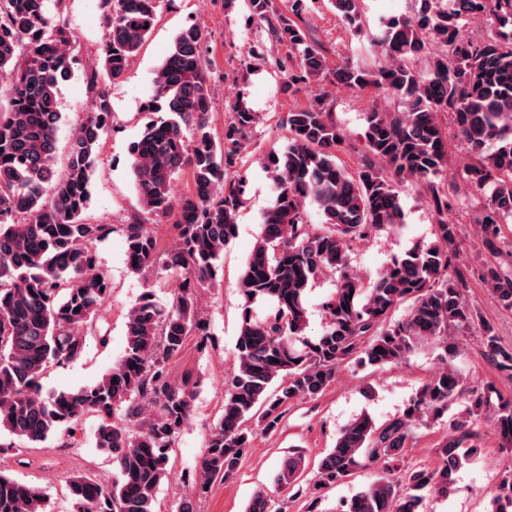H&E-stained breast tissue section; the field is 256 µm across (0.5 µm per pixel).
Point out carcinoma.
<instances>
[{"mask_svg": "<svg viewBox=\"0 0 512 512\" xmlns=\"http://www.w3.org/2000/svg\"><path fill=\"white\" fill-rule=\"evenodd\" d=\"M49 2L0 0V81L8 86L7 104L0 107V433L36 448L56 434L74 437L83 417L97 414L95 446L112 452L118 475L110 484L90 473L71 476L66 489L72 512H157L158 486L171 476L169 450L191 411L190 381L172 385L166 364L187 337L208 335L197 292L222 276L224 248L237 236L246 187L241 175L225 179L224 168L235 164L259 115L235 100L224 138L216 140L208 120L213 90L204 33L195 24L182 29L145 105L167 118L146 124L131 146L130 168L149 212L171 209L172 180L185 168L192 171L194 191L180 203L172 249H160L137 219L122 225L130 269L172 271L181 285L165 304L148 290L131 307L124 353L99 381L43 396L42 378L83 354L112 295L95 253L112 225L84 218L97 150L112 129L109 86L90 71L96 110L75 129L66 171L57 176L59 86L70 69L75 35L51 20ZM100 2L102 69L115 81L149 36L160 0ZM248 2L270 40L288 44L295 59V71L279 63L288 71L284 93L292 96L297 84L320 79L350 90L372 86L395 107L375 105L366 113L365 148L354 173L337 162L344 138L332 120L330 91L282 117L288 139L265 156L274 196L239 279L237 369L196 471L202 491L235 475L254 434L250 422L273 429L283 406L320 395L343 363L393 364L422 339L446 351L448 335L475 321L463 295L465 275L453 267L443 115H453L465 151L460 177L484 197L477 223L490 252L501 249L500 225L512 223V0H420L411 14L386 22L375 43L386 64L374 72L348 61L329 69L305 25V0H288L285 12L273 0ZM328 3L345 25L361 28L360 0ZM472 19L489 22L486 34H463ZM420 60L427 61L422 69L415 67ZM404 181L429 199L437 241L394 260L366 285L349 268L347 243L403 223L397 183ZM310 203L321 211L322 224L309 221ZM328 271L337 274L336 291L324 303L325 329L312 340L306 335L308 292ZM482 279L512 310V274L491 268ZM404 303L407 316L388 323ZM260 306L270 312L259 315ZM483 336L496 366L512 374V349L501 347L489 328ZM462 394V380L444 366L403 414L380 425L367 414L356 417L319 461L314 489L376 467L382 475L341 512H420L425 494L448 493L454 474L477 451L467 420H448L451 434L437 448L439 468L411 470L397 480L392 463L403 455L414 422L443 416ZM484 410L512 445V404L497 407L491 393L481 392L467 414ZM131 421L137 430L129 429ZM304 469L302 453L294 451L276 483L293 485ZM492 501L495 512H512V472L502 477ZM0 512H44L43 495L0 472Z\"/></svg>", "mask_w": 512, "mask_h": 512, "instance_id": "carcinoma-1", "label": "carcinoma"}]
</instances>
